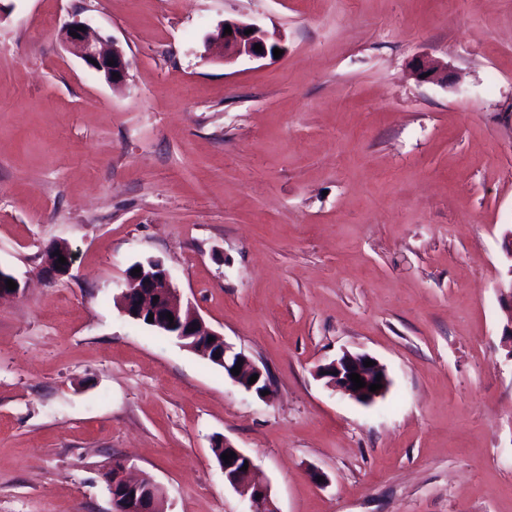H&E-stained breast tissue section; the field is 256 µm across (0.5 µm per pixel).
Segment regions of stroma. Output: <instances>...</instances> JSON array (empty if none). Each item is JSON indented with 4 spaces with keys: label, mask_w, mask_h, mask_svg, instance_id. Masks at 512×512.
I'll use <instances>...</instances> for the list:
<instances>
[{
    "label": "stroma",
    "mask_w": 512,
    "mask_h": 512,
    "mask_svg": "<svg viewBox=\"0 0 512 512\" xmlns=\"http://www.w3.org/2000/svg\"><path fill=\"white\" fill-rule=\"evenodd\" d=\"M226 19L283 54L207 52ZM509 225L512 0H0V266L27 284L0 300V512H112L116 457L165 512H248L218 436L280 512H512ZM57 241L70 274L36 278ZM149 258L273 399L120 312ZM346 351L386 366L374 404L317 377ZM80 25L84 26V30H76ZM73 32H76L79 38L72 36ZM60 37L69 52L82 59L112 86L119 87L125 84L129 62L114 41H103L92 32L87 23L78 21L65 24L60 30ZM91 60L96 61L98 66L91 63ZM109 61H115V64L109 66ZM113 73H118L119 78L113 77ZM504 238L507 242V255L511 264L505 276L496 283L495 288L498 290L501 309L508 321L504 336L510 343L509 356L512 359V227L505 231ZM216 440L221 441V445L224 447V452H235V458L230 460L231 464H225L222 456L217 459V462L224 472V482L233 488L248 485L252 489L248 512H280L272 498L269 486L253 481L252 475L255 465L251 457L236 447L227 438L218 437L215 438L211 447L215 458L220 456V454H223V452L220 454L218 453L221 450V448H219V443L217 444V448H215ZM245 462H248V469L242 470ZM258 494H261V497L256 498V495Z\"/></svg>",
    "instance_id": "1"
}]
</instances>
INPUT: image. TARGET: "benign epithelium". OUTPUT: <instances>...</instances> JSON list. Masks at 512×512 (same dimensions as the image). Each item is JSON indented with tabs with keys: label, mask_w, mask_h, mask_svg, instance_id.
Returning <instances> with one entry per match:
<instances>
[{
	"label": "benign epithelium",
	"mask_w": 512,
	"mask_h": 512,
	"mask_svg": "<svg viewBox=\"0 0 512 512\" xmlns=\"http://www.w3.org/2000/svg\"><path fill=\"white\" fill-rule=\"evenodd\" d=\"M80 22L64 25L60 30L61 40L66 49L82 59L88 66L102 75L114 87L125 84L129 62L123 51L115 44L109 43L96 36L89 25L76 30ZM231 27L232 33L224 32L225 27ZM252 33L247 34L245 30ZM77 36H72V33ZM262 46V51L254 50V45ZM206 45L220 49L224 53V61H234L242 56L249 58H265L273 56V50L282 48L280 40H270L268 32L255 23L225 20L218 24L215 31L206 37ZM114 65H108V62ZM418 78L427 81H438L447 78L445 68L431 60H420L416 65ZM119 77H113V74ZM45 259L38 272L53 276L67 275L74 263V255L65 243L51 244L44 250ZM66 258V263L58 264L59 256ZM124 288L118 295L120 311L130 320L139 323L145 317L153 316L149 326L165 336H175L181 344L192 351L201 353L224 367V375L234 384L247 392L265 400L274 395V387L267 374L247 355L237 351L227 343L224 336L208 327L197 310L189 303H182L179 290L176 287L170 271L159 259L150 260L149 267H141V272L131 275V270L125 271ZM498 290L501 309L507 317L504 336L512 344V265L504 277L495 285ZM171 313L173 320L165 317ZM214 341H208V338ZM375 357L367 353L352 354L345 352L339 357L323 364L317 369V376L325 380V385L363 405H371L385 396L391 381L387 368L381 362L367 367L366 360ZM241 367L239 375L231 373L234 367ZM357 373L364 379L365 387L353 389L350 374ZM258 375L255 383H249L252 375ZM382 384V388L371 392L369 385ZM267 395H262V392ZM224 451L235 453V458L227 464L219 458L224 472V482L236 488L248 485L251 488L249 512H279L268 485L253 481L254 463L250 456L236 447L225 437L220 438ZM248 469H243V466ZM113 512H162L164 500L161 487L148 475L132 478L128 475V463L122 458L113 460L112 466L104 472Z\"/></svg>",
	"instance_id": "obj_1"
}]
</instances>
